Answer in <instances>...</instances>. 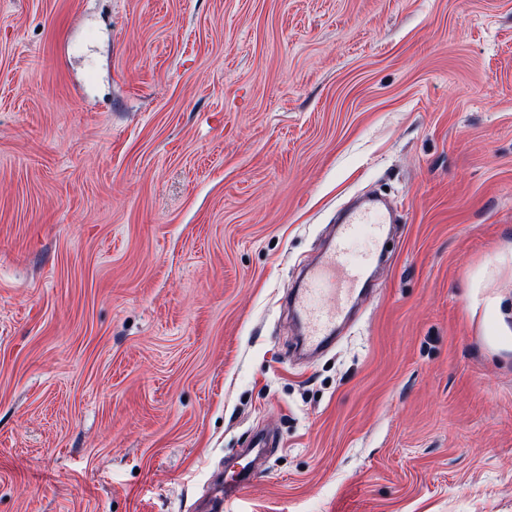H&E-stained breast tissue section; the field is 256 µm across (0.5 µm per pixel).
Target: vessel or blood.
<instances>
[{
  "mask_svg": "<svg viewBox=\"0 0 512 512\" xmlns=\"http://www.w3.org/2000/svg\"><path fill=\"white\" fill-rule=\"evenodd\" d=\"M392 221L391 209L375 200L352 209L323 260L308 271L303 285L296 290L292 306L305 325L302 342L310 352H319L333 341L337 320L343 309L355 301L358 286L373 261L369 255L357 262L350 258V245L359 226L372 225L374 236L379 239L385 225ZM256 477L251 461L241 463L218 482L213 512H224L225 503L237 499Z\"/></svg>",
  "mask_w": 512,
  "mask_h": 512,
  "instance_id": "vessel-or-blood-1",
  "label": "vessel or blood"
}]
</instances>
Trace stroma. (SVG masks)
Segmentation results:
<instances>
[{"label": "stroma", "mask_w": 512, "mask_h": 512, "mask_svg": "<svg viewBox=\"0 0 512 512\" xmlns=\"http://www.w3.org/2000/svg\"><path fill=\"white\" fill-rule=\"evenodd\" d=\"M259 431L224 512H512V0H0V512H194ZM392 223V210L376 200L352 209L323 260L308 271L296 290L292 306L305 325L302 342L311 353L323 350L335 339L337 320L355 301L358 286L375 257L367 255L358 262L350 258V245L360 224H374L375 240L380 241L384 224Z\"/></svg>", "instance_id": "35a3bbf8"}]
</instances>
